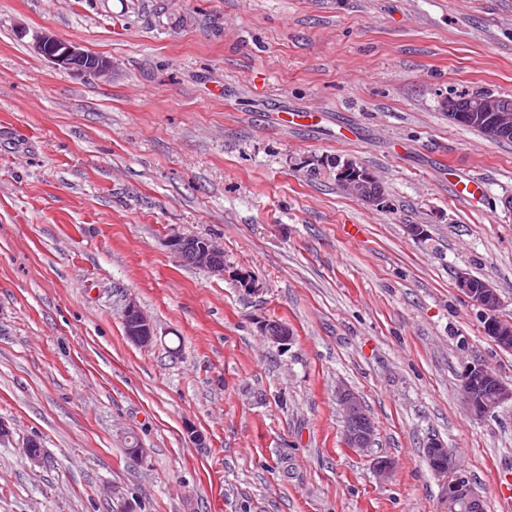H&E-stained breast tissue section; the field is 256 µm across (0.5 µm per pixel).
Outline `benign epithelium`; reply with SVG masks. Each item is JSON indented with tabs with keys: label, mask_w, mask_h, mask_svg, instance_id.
<instances>
[{
	"label": "benign epithelium",
	"mask_w": 512,
	"mask_h": 512,
	"mask_svg": "<svg viewBox=\"0 0 512 512\" xmlns=\"http://www.w3.org/2000/svg\"><path fill=\"white\" fill-rule=\"evenodd\" d=\"M37 52L52 67L87 79L105 78L111 72V63L95 56L72 41H65L47 32L35 36ZM448 112V119L459 125H480L490 140H512V110L504 107L497 99L485 97L470 102L469 107H460L455 100L442 102ZM337 180L350 194L366 201L376 197L364 192L363 185L374 177L361 170L352 160L343 162L337 170ZM168 246L183 262L202 268L215 275H224V251L212 240L197 236L174 234L168 239ZM456 287L479 309L483 331L494 343H503L512 338V322L499 316L501 300L499 294L486 280L476 281L466 272L456 275ZM122 320L127 338L136 345L147 346L155 338L151 319L141 310L136 300L128 299L122 311ZM485 384L496 387L495 397L482 403L483 415L488 416L503 404L512 401V386L496 372L480 362H471L462 372V397L469 410L479 399V389ZM336 401L343 413L344 445L357 453L372 448L375 437V423L371 417L355 420L354 412L363 407L359 395L347 386L336 389ZM429 462L434 472L443 477L452 490L448 497V510L456 512V504L464 501L473 512H483L482 499L467 497L469 478L464 468L456 461L447 448L437 441L428 444Z\"/></svg>",
	"instance_id": "7a95c632"
}]
</instances>
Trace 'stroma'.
<instances>
[{
    "label": "stroma",
    "instance_id": "stroma-1",
    "mask_svg": "<svg viewBox=\"0 0 512 512\" xmlns=\"http://www.w3.org/2000/svg\"><path fill=\"white\" fill-rule=\"evenodd\" d=\"M39 32L111 75L54 69ZM465 92L512 97V0H0V512H445L432 438L512 512V403L461 396L472 361L512 382V350L455 286L490 281L512 320V142L449 120ZM174 234L213 240L223 275ZM336 176L340 185L350 194L366 201H376L380 199V196L374 197L369 195V193L376 192L375 190L379 188V185L374 182L369 185L371 189H366L369 193L364 192L363 185L366 181H375V179L371 174L362 171L354 161H344L342 167L337 170ZM168 246L183 262L215 275H223L224 251L212 240L174 234L168 239ZM127 338L136 345L148 346L155 338L151 319L141 310L134 298H129L122 311ZM336 401L344 418V445L357 453L368 452L375 440V423L370 416H365L368 414L365 408H362L361 398L351 388L338 386ZM355 411H357L356 419L360 421L355 420Z\"/></svg>",
    "mask_w": 512,
    "mask_h": 512
}]
</instances>
